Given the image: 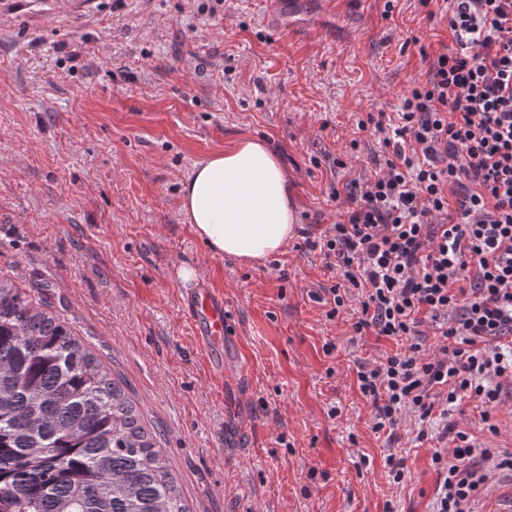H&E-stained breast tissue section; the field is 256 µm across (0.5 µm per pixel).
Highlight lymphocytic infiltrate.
Listing matches in <instances>:
<instances>
[{"instance_id": "obj_1", "label": "lymphocytic infiltrate", "mask_w": 512, "mask_h": 512, "mask_svg": "<svg viewBox=\"0 0 512 512\" xmlns=\"http://www.w3.org/2000/svg\"><path fill=\"white\" fill-rule=\"evenodd\" d=\"M446 12L456 49L433 59L400 112L359 122L380 149L379 170L320 242L340 278L328 318L357 299L355 333L402 343L358 373L372 430H395L410 413L420 442L437 411L464 398L498 434L492 411L501 378H512V0H447ZM425 322L439 340L429 355ZM443 433L451 445L431 458V512H472L486 462L512 471V453L496 459L467 432Z\"/></svg>"}]
</instances>
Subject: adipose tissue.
<instances>
[{
  "label": "adipose tissue",
  "instance_id": "obj_1",
  "mask_svg": "<svg viewBox=\"0 0 512 512\" xmlns=\"http://www.w3.org/2000/svg\"><path fill=\"white\" fill-rule=\"evenodd\" d=\"M289 181L278 154L246 138L194 168L180 190V210L213 255L259 263L291 235Z\"/></svg>",
  "mask_w": 512,
  "mask_h": 512
}]
</instances>
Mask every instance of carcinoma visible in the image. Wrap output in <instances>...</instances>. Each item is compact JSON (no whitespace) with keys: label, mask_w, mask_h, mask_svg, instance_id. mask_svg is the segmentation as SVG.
I'll return each mask as SVG.
<instances>
[{"label":"carcinoma","mask_w":512,"mask_h":512,"mask_svg":"<svg viewBox=\"0 0 512 512\" xmlns=\"http://www.w3.org/2000/svg\"><path fill=\"white\" fill-rule=\"evenodd\" d=\"M0 277V512H190L120 382Z\"/></svg>","instance_id":"1"}]
</instances>
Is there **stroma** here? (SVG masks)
<instances>
[{"label": "stroma", "instance_id": "1", "mask_svg": "<svg viewBox=\"0 0 512 512\" xmlns=\"http://www.w3.org/2000/svg\"><path fill=\"white\" fill-rule=\"evenodd\" d=\"M385 3L334 0L328 21L318 0L280 21L266 0L0 14V276L45 284L156 433L190 512H429L439 440L415 441L405 418L388 442L358 389L359 366L396 343L314 298L337 274L310 244L375 171L359 121L400 111L453 44L441 0ZM244 138L278 153L297 214L258 265L212 255L179 208L193 168ZM185 264L223 293L244 376L217 383L199 352ZM234 401L247 425L228 435Z\"/></svg>", "mask_w": 512, "mask_h": 512}]
</instances>
